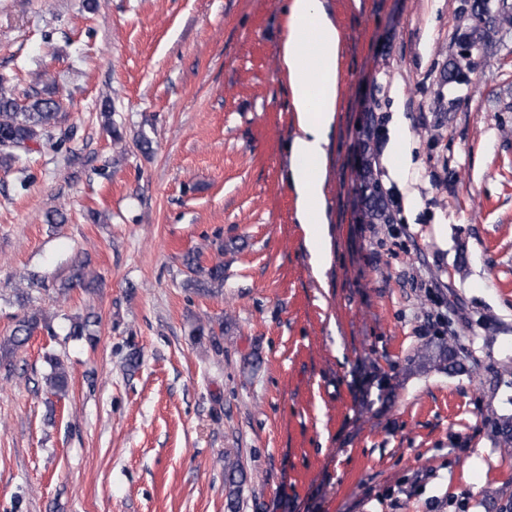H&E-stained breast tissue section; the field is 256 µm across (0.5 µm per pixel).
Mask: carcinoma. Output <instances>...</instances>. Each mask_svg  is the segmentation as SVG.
<instances>
[{"instance_id":"carcinoma-1","label":"carcinoma","mask_w":512,"mask_h":512,"mask_svg":"<svg viewBox=\"0 0 512 512\" xmlns=\"http://www.w3.org/2000/svg\"><path fill=\"white\" fill-rule=\"evenodd\" d=\"M62 115L58 102L50 96L35 93L21 103L0 83V140L9 141L17 149H26L31 143H38L49 135L60 123ZM375 179L367 174L359 187V192H370L371 208L368 219L372 224H385L388 221L387 207L375 193ZM186 268L193 277L189 283L195 288H210L224 282V264L218 262L204 269L200 266V253H190L185 260ZM99 276L89 269L88 262L79 261L73 265L70 275L60 286L65 294L73 288L93 289L98 286ZM52 316L42 309H34L18 320L10 336L0 344V356L8 359L24 347L34 332L39 329L52 331ZM50 373L45 377L49 392L55 396L65 394L68 375L64 363L55 355L47 356ZM487 420L491 424V437L505 457H512V422L502 420L490 412Z\"/></svg>"}]
</instances>
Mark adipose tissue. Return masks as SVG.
Returning a JSON list of instances; mask_svg holds the SVG:
<instances>
[{
    "instance_id": "1",
    "label": "adipose tissue",
    "mask_w": 512,
    "mask_h": 512,
    "mask_svg": "<svg viewBox=\"0 0 512 512\" xmlns=\"http://www.w3.org/2000/svg\"><path fill=\"white\" fill-rule=\"evenodd\" d=\"M281 57L288 70L298 124L290 148L297 217L308 227L312 262L320 267L327 263L328 255L322 246L326 217L319 202L342 81L340 30L324 0H290Z\"/></svg>"
}]
</instances>
